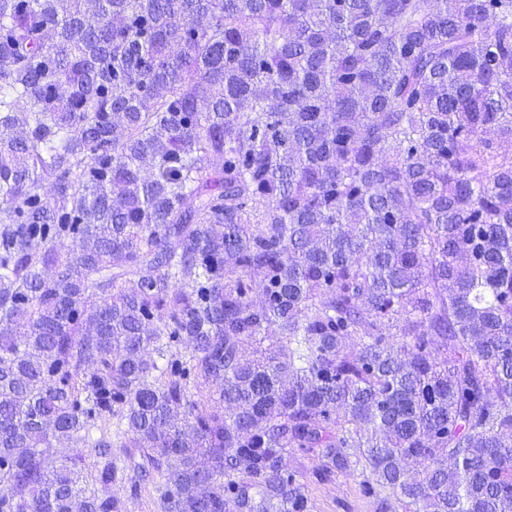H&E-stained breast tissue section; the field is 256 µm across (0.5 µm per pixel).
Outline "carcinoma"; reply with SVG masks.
Segmentation results:
<instances>
[{"mask_svg":"<svg viewBox=\"0 0 512 512\" xmlns=\"http://www.w3.org/2000/svg\"><path fill=\"white\" fill-rule=\"evenodd\" d=\"M297 451L512 512V0H0V512H312ZM146 480L140 481V486L134 491L128 480L117 482L112 491L124 503L125 512H159L153 503V483L159 480L156 472L151 471Z\"/></svg>","mask_w":512,"mask_h":512,"instance_id":"obj_1","label":"carcinoma"}]
</instances>
